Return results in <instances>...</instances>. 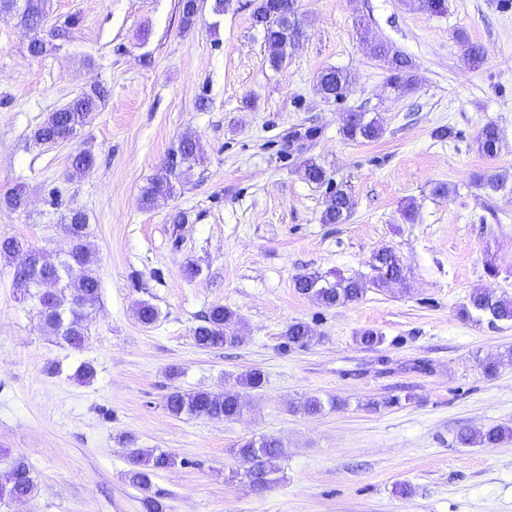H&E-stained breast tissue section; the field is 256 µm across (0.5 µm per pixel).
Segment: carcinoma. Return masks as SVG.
<instances>
[{
  "label": "carcinoma",
  "instance_id": "obj_1",
  "mask_svg": "<svg viewBox=\"0 0 512 512\" xmlns=\"http://www.w3.org/2000/svg\"><path fill=\"white\" fill-rule=\"evenodd\" d=\"M49 0H0V13H13L20 18L26 33L29 34L27 49L35 57H42L54 49V40L65 37L68 28L74 25L69 21L64 26L48 27ZM409 6L430 15L443 14L448 9L447 0H409ZM252 23L262 30L268 49L271 66H281L288 46L303 36L300 19L289 21L280 12L277 0H252ZM457 39L465 47L469 59L480 64L485 58L484 47L469 40L464 32L457 33ZM370 54L383 62L389 76L388 87L398 98L411 93L417 85L415 66L412 59L392 48L376 42L369 46ZM355 80L353 72L329 67L320 72L318 87L327 99H339L346 88ZM103 85H95L73 97L61 108L50 113L34 131L38 143L60 144L70 142L80 128L91 120L98 103L107 95ZM383 128L376 115L367 112H352L342 127L345 139L356 142L373 141L379 138ZM501 141L499 127L488 122L477 138V151L484 157L497 155ZM198 160L196 140L191 136L182 138L177 149L169 154L166 165L168 177L151 180L142 188L143 205L153 208L159 202L175 197L174 182L179 180L181 168ZM71 175L83 176L94 167V156L89 150H81L71 155ZM303 178L313 184L330 183L323 167L314 159L302 161ZM507 177L496 173H484L476 177V185L496 193L506 188ZM355 206L351 193L342 185L326 194L322 222L325 224H343L350 217ZM27 207V197L20 191H12L0 197V210L17 212ZM64 225L71 229L70 248L65 258L56 264L38 269L36 275H30L22 266V257L35 256L40 249L28 242L10 237L0 240V259L15 265L14 285L21 295L34 299L38 303V315L42 328L54 336L59 343L78 347L83 342L86 328L83 324L82 310L94 305L100 295V281L96 273V259L87 244L89 219L86 213L71 212L63 217ZM371 276H344L337 272L333 277L319 272H304L296 276L294 288L325 308L344 305L361 298L369 288H387L392 282H404V268L395 267L388 260V251L374 253L369 261ZM461 314L467 318H488L495 324H512V297L474 292L469 296ZM241 320L237 314L222 306L209 309L203 323L194 329V340L201 348H215L239 343ZM308 325L294 321L283 333L284 344L288 347L303 346L308 342ZM336 407L333 399L323 400L310 397L299 405L306 414H319L325 409ZM167 410L175 415H191L208 419L234 421L242 416L246 403L236 391L226 390L222 394L198 390L184 392L175 390L166 397ZM509 433L499 427H490L484 431L463 430L457 440L465 446L495 445L502 442ZM266 445L259 455L256 469L249 473L251 485L263 490L272 482L271 475L277 471L276 462L287 454L282 443L271 437L264 438ZM133 468L129 471L130 483L143 490L149 489L152 476L159 470L175 464L174 458L166 453L156 454L152 450L133 448L130 450ZM36 484L32 476L22 480L14 478L0 482V501L17 496L30 498L34 495Z\"/></svg>",
  "mask_w": 512,
  "mask_h": 512
}]
</instances>
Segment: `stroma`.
Wrapping results in <instances>:
<instances>
[{
    "label": "stroma",
    "instance_id": "35a3bbf8",
    "mask_svg": "<svg viewBox=\"0 0 512 512\" xmlns=\"http://www.w3.org/2000/svg\"><path fill=\"white\" fill-rule=\"evenodd\" d=\"M251 12L250 0H230L223 15L206 7L187 26L179 0H50V25L76 24L41 58L17 18L0 15V195L20 188L29 201L0 213V238L57 260L68 248L62 218L82 210L101 282L75 349L42 331L13 265L0 261V480L21 458L36 483L33 497L2 500L0 512H144L148 495L164 512H512V437L456 441L467 428L512 430V325L460 314L475 290L512 295V193L474 184L489 169L512 180V9L448 0L439 16L406 0H299L305 35L277 68ZM460 31L486 49L482 65L467 59ZM371 41L412 58V93L394 97ZM334 66L355 80L328 101L317 77ZM99 83L109 93L91 124L66 144L35 142L49 112ZM352 111L377 114L381 137L345 140ZM489 122L502 131L492 159L476 148ZM307 128L314 137L284 154L289 133ZM188 135L201 163L174 199L144 207L142 187L164 176ZM84 149L95 167L77 178L70 156ZM309 157L352 193L346 223H322L325 190L299 171ZM439 182L454 194L434 196ZM411 203L412 224L402 217ZM180 210L187 222L173 223ZM383 248L399 257L406 286L330 309L294 287L306 271L368 272ZM144 301L159 312L150 325L137 316ZM215 305L241 317L242 339L202 349L193 330ZM295 320L311 339L289 348L282 334ZM365 329L383 343L359 344ZM495 358L497 373L485 376L482 362ZM85 362L96 373L82 383ZM253 369L266 382L242 389L239 420L165 408L173 390L220 394ZM310 396L339 406L296 411ZM260 437L288 451L262 491L237 453ZM133 447L175 458L149 490L128 479Z\"/></svg>",
    "mask_w": 512,
    "mask_h": 512
}]
</instances>
